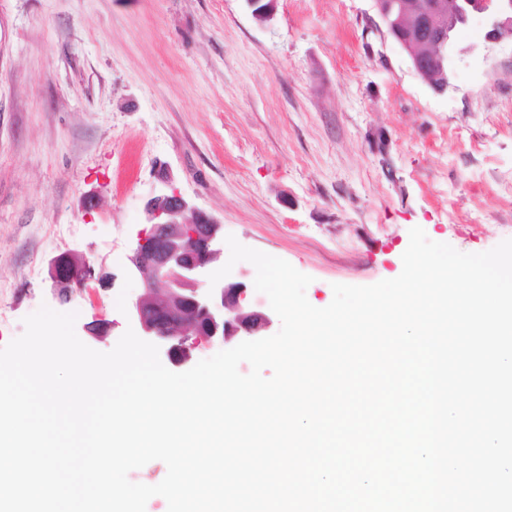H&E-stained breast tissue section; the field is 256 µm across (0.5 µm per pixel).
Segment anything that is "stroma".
I'll return each instance as SVG.
<instances>
[{"label":"stroma","mask_w":512,"mask_h":512,"mask_svg":"<svg viewBox=\"0 0 512 512\" xmlns=\"http://www.w3.org/2000/svg\"><path fill=\"white\" fill-rule=\"evenodd\" d=\"M486 32L456 30L438 94L373 0H276L264 24L244 0H0V348L45 305L112 350L164 189L311 276L317 308L399 276L412 228L512 239V39ZM70 254L95 277L64 299Z\"/></svg>","instance_id":"1"}]
</instances>
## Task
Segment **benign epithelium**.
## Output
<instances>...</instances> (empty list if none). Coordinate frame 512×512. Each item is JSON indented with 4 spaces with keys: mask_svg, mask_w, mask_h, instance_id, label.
<instances>
[{
    "mask_svg": "<svg viewBox=\"0 0 512 512\" xmlns=\"http://www.w3.org/2000/svg\"><path fill=\"white\" fill-rule=\"evenodd\" d=\"M252 16L269 21L276 0H246ZM388 32L408 51L414 70L423 78L444 69L450 32L457 20L483 15L486 39L495 42L500 28L512 23V0H375ZM149 227L137 235L130 271L144 279V291L129 301L128 315L142 338L168 357L199 342H226L240 336H260L272 326L234 272L211 285L209 275L220 269L224 239L220 223L190 206L175 191L163 190L145 207ZM191 219H186V215ZM54 277L64 291L81 287L93 268L76 261L57 260Z\"/></svg>",
    "mask_w": 512,
    "mask_h": 512,
    "instance_id": "1",
    "label": "benign epithelium"
}]
</instances>
